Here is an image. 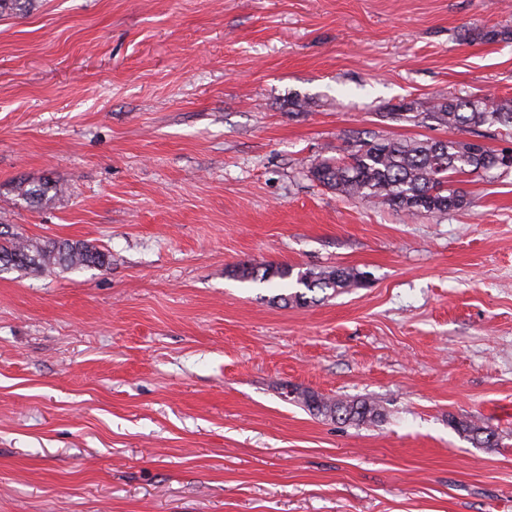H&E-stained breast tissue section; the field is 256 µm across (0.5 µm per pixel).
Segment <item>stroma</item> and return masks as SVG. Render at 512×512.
Listing matches in <instances>:
<instances>
[{"label":"stroma","mask_w":512,"mask_h":512,"mask_svg":"<svg viewBox=\"0 0 512 512\" xmlns=\"http://www.w3.org/2000/svg\"><path fill=\"white\" fill-rule=\"evenodd\" d=\"M512 0H34L0 15V512H512V172L408 217L318 185L393 118L512 100ZM66 186L27 206L19 185ZM350 267L282 306L234 267ZM367 398L370 425L286 396ZM501 436L487 448L450 419ZM109 256L82 241L48 240L44 244L24 239L9 224H0V272L5 270L41 271L106 267Z\"/></svg>","instance_id":"stroma-1"}]
</instances>
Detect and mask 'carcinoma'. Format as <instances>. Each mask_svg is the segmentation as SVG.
I'll return each mask as SVG.
<instances>
[{
    "mask_svg": "<svg viewBox=\"0 0 512 512\" xmlns=\"http://www.w3.org/2000/svg\"><path fill=\"white\" fill-rule=\"evenodd\" d=\"M397 115L407 121L422 118L450 131L499 125L512 131V104L491 103L469 95H439L421 113L411 103L397 107ZM500 151L475 141L446 139L357 138L348 143L344 155L324 159L310 167L309 174L319 185L344 197L380 201L411 216L446 214L466 205L465 194L451 188L459 174H483L498 169ZM58 195L65 188L56 185H32L21 190L23 199L32 203L50 200L49 192ZM109 264L104 251L82 241L48 240L37 243L25 239L8 224H0V272L5 270L41 271L48 268H102ZM232 275L251 281L290 280L298 290L280 294L279 301L288 304L307 303L306 292L330 290L339 292L362 283L361 273L350 268H294L283 264H242ZM309 413L328 416L355 425L375 424L383 413L367 399L344 402L325 398L312 391L294 396ZM456 430L469 433L477 443L494 448L499 437L487 427L471 421L452 419Z\"/></svg>",
    "mask_w": 512,
    "mask_h": 512,
    "instance_id": "obj_1",
    "label": "carcinoma"
}]
</instances>
